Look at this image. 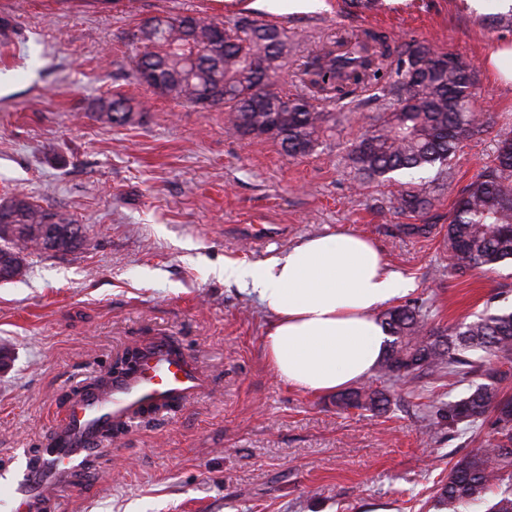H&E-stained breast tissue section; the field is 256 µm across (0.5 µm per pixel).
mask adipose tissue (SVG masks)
Listing matches in <instances>:
<instances>
[{
  "label": "adipose tissue",
  "mask_w": 512,
  "mask_h": 512,
  "mask_svg": "<svg viewBox=\"0 0 512 512\" xmlns=\"http://www.w3.org/2000/svg\"><path fill=\"white\" fill-rule=\"evenodd\" d=\"M223 275L246 282L274 314L263 349L278 378L315 393L369 378L387 340L375 312L414 288L350 231L306 238L261 265L225 264Z\"/></svg>",
  "instance_id": "adipose-tissue-1"
}]
</instances>
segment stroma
Here are the masks:
<instances>
[{"label": "stroma", "instance_id": "35a3bbf8", "mask_svg": "<svg viewBox=\"0 0 512 512\" xmlns=\"http://www.w3.org/2000/svg\"><path fill=\"white\" fill-rule=\"evenodd\" d=\"M194 11L288 28L295 45L279 81L288 93L301 89L303 56L367 27L453 53L476 68L482 130L460 141L453 181L427 171L425 213L403 212L397 182L359 176L351 162L378 88L331 106L316 149L291 158L272 139L229 135L222 107L179 105L137 83L136 29ZM497 11L495 0L480 15L465 0H378L371 10L323 0L309 11L285 0H0L11 22L0 34V199L24 194L85 227L77 252L29 257L24 277L0 283V460L42 447L78 391L165 336L198 362L206 390L113 439L93 463L100 480L65 496L62 512H437L453 463L493 438L490 423L472 435L436 413L467 383L406 382L380 414L290 387L263 354L270 314L216 271L348 230L412 279L401 302L431 326L511 306L512 266L455 274L443 231L512 128V84L485 64L495 45L512 44V26L489 23ZM115 92L147 112L103 124L97 101ZM422 224L429 233H407Z\"/></svg>", "mask_w": 512, "mask_h": 512}]
</instances>
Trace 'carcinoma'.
<instances>
[{
	"mask_svg": "<svg viewBox=\"0 0 512 512\" xmlns=\"http://www.w3.org/2000/svg\"><path fill=\"white\" fill-rule=\"evenodd\" d=\"M166 18L159 35L133 56L136 78L149 73L148 87L179 103L196 106L205 97L213 99L224 108L227 133L267 136L290 157L314 151L326 130L328 113L316 102L340 103L372 81L385 80L381 113L354 146L352 163L370 178L408 175L399 191L404 212L416 214L428 203L430 181L422 172L435 168L453 180L450 160L459 140L482 127L481 113L474 111L473 68L450 53L398 45L383 31L363 29L344 48L333 42L307 58L300 77L304 93L275 90L258 99L250 89L264 81L274 83L288 58L286 30L244 16L224 26V49L214 53L205 47L216 21L194 13ZM412 56L427 68L418 72L415 89L405 96L401 69ZM96 112L115 127L133 120V108L122 97L99 100ZM6 205L20 220L0 225V260H20L17 276L23 275L31 255H67L83 245V225L73 235L66 214L55 212L56 221L48 224L43 207L23 194L1 199L0 207ZM444 242L454 270L461 274L492 272L512 261V130L499 134L495 156L455 202ZM383 324L391 340L378 378L395 385L427 375H446L457 383L469 380L468 393L442 403L439 415L467 429L490 413L494 417L495 443L454 463L448 482L439 489L438 509L467 512L486 503V512H512V401L501 396L499 383L507 372L496 367L512 363V310L486 311L447 332H435L427 329L420 309L398 306L384 313ZM470 351L483 356L472 360ZM336 402L381 412L389 397L369 383L338 395Z\"/></svg>",
	"mask_w": 512,
	"mask_h": 512,
	"instance_id": "1",
	"label": "carcinoma"
}]
</instances>
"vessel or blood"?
Masks as SVG:
<instances>
[{"mask_svg":"<svg viewBox=\"0 0 512 512\" xmlns=\"http://www.w3.org/2000/svg\"><path fill=\"white\" fill-rule=\"evenodd\" d=\"M207 377L182 348L160 336L142 349L141 368L113 378L107 388L78 392L56 422L42 450L26 455L20 475L0 472L8 491L0 512H57L59 499L76 481H89L102 452L106 427L129 425L201 393Z\"/></svg>","mask_w":512,"mask_h":512,"instance_id":"b4317fda","label":"vessel or blood"}]
</instances>
